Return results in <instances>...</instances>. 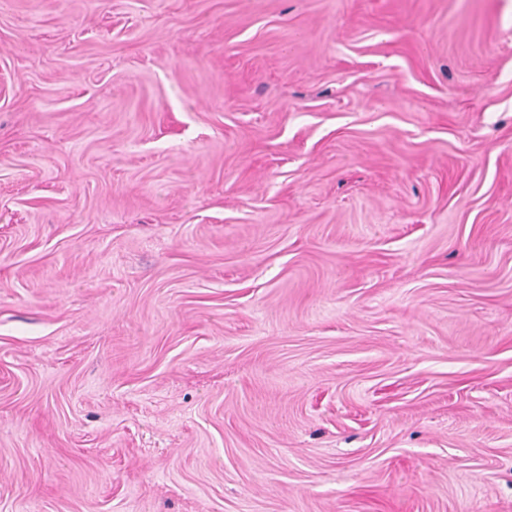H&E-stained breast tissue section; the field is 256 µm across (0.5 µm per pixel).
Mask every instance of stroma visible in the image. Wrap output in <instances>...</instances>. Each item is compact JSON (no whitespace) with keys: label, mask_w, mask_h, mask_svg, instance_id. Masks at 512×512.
<instances>
[{"label":"stroma","mask_w":512,"mask_h":512,"mask_svg":"<svg viewBox=\"0 0 512 512\" xmlns=\"http://www.w3.org/2000/svg\"><path fill=\"white\" fill-rule=\"evenodd\" d=\"M0 512H512V0H0Z\"/></svg>","instance_id":"35a3bbf8"}]
</instances>
